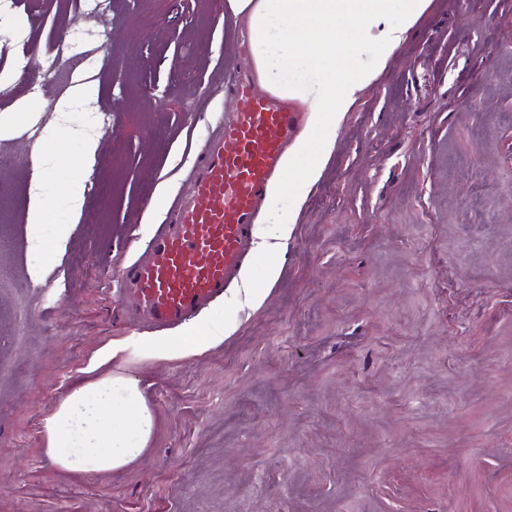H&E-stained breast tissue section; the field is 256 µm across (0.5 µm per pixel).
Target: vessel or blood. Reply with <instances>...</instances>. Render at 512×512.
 <instances>
[{
    "label": "vessel or blood",
    "mask_w": 512,
    "mask_h": 512,
    "mask_svg": "<svg viewBox=\"0 0 512 512\" xmlns=\"http://www.w3.org/2000/svg\"><path fill=\"white\" fill-rule=\"evenodd\" d=\"M238 112L205 146L180 197L148 241L123 266L115 294L158 328L190 319L237 279L256 224V208L299 127L285 99L232 87Z\"/></svg>",
    "instance_id": "1"
}]
</instances>
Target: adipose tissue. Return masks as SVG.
Returning <instances> with one entry per match:
<instances>
[{
	"instance_id": "1",
	"label": "adipose tissue",
	"mask_w": 512,
	"mask_h": 512,
	"mask_svg": "<svg viewBox=\"0 0 512 512\" xmlns=\"http://www.w3.org/2000/svg\"><path fill=\"white\" fill-rule=\"evenodd\" d=\"M430 0H224V16L249 37L248 50L257 84L283 98L300 96L321 128H336L355 92L383 69L404 30L422 15ZM369 46V59L360 49ZM333 150L328 137L304 133L295 150L285 151L281 175L268 187L261 209L274 233L256 234V253L271 257L292 232V218L306 191L320 176ZM42 171L31 190L28 221L32 249L51 255L68 239L71 227L52 220V198ZM265 289L250 284L225 297L224 314L208 319L206 334L194 339L162 337L137 341L142 359L182 357L223 343L237 329L242 306L260 307ZM155 417L138 377L110 372L71 387L43 427L48 456L62 470L99 474L124 468L147 449Z\"/></svg>"
}]
</instances>
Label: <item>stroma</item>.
Returning <instances> with one entry per match:
<instances>
[{
	"label": "stroma",
	"mask_w": 512,
	"mask_h": 512,
	"mask_svg": "<svg viewBox=\"0 0 512 512\" xmlns=\"http://www.w3.org/2000/svg\"><path fill=\"white\" fill-rule=\"evenodd\" d=\"M224 0H23L0 116L29 111L57 45L107 20L88 98L48 93L0 129V512H512V0H430L356 92L294 219L278 277L224 343L169 360L123 353L156 416L132 465L62 471L43 424L104 346L153 340L113 288L162 223L203 140L233 120L247 50ZM150 12L151 27L139 18ZM110 115L109 128L91 124ZM98 146L79 217L62 144ZM50 167L53 258L30 249L33 182ZM42 265L40 281L29 270Z\"/></svg>",
	"instance_id": "stroma-1"
}]
</instances>
